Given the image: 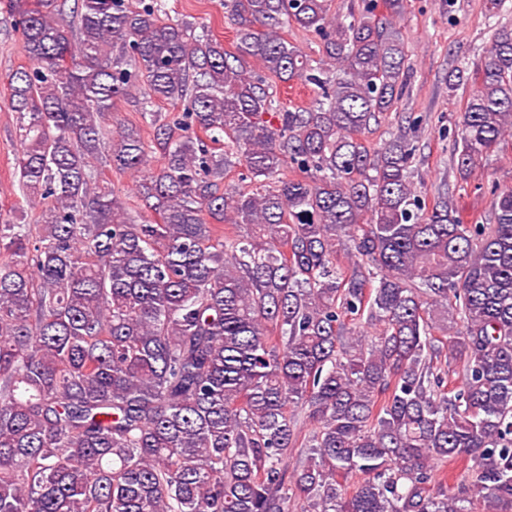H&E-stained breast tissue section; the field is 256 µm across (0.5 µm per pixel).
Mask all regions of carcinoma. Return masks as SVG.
<instances>
[{
  "label": "carcinoma",
  "mask_w": 512,
  "mask_h": 512,
  "mask_svg": "<svg viewBox=\"0 0 512 512\" xmlns=\"http://www.w3.org/2000/svg\"><path fill=\"white\" fill-rule=\"evenodd\" d=\"M383 6L224 0L232 52L162 0H9L18 205L45 209L0 216V512H512V190L491 224L445 187L429 210L406 133L364 144L410 81ZM475 82L462 181L512 137V27ZM141 85L182 115L144 113L140 222L99 165L145 168L102 125ZM281 33L288 42L298 46L304 53L311 56L312 59H320L322 57L321 41L318 36L292 26L282 29ZM273 85L276 86L274 90L277 91L278 104H280L281 108L293 110L299 106L309 107L313 102L315 96L314 89L303 87L299 84L296 85L295 82L293 88H289V85L292 84H284L278 80H275Z\"/></svg>",
  "instance_id": "1"
}]
</instances>
